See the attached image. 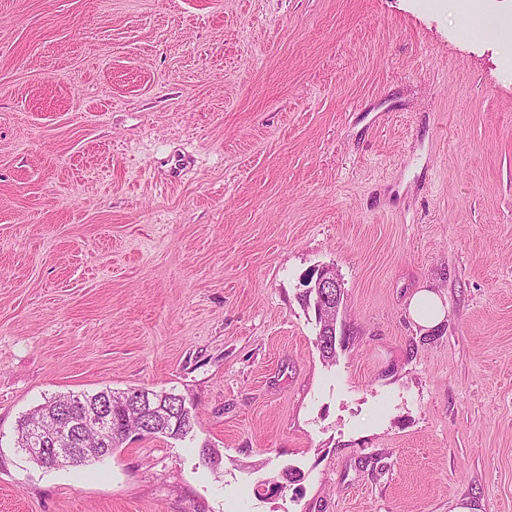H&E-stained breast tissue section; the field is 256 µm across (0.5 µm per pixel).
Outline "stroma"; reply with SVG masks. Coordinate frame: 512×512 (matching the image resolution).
Wrapping results in <instances>:
<instances>
[{
	"mask_svg": "<svg viewBox=\"0 0 512 512\" xmlns=\"http://www.w3.org/2000/svg\"><path fill=\"white\" fill-rule=\"evenodd\" d=\"M130 387L193 432L17 449ZM461 506L512 512V41L448 0H0V512ZM312 291L316 295V301L317 303L322 307V309L328 311L329 313H336V319H329L330 324L333 328L332 332L330 334H335L333 324L337 320V314L339 312L340 308V302L343 298L344 293V287L341 279L336 275V272L332 270V268L329 267H322L321 269H318L316 271V279L314 281V285L310 287ZM336 291V304L334 306L331 298L332 294H334ZM313 292L310 294H304L302 295V301L303 303L308 307L313 305L315 314H316V307L314 302V295ZM446 307L443 299L434 290L419 288L411 296L408 313L414 323L424 331L438 327L445 319Z\"/></svg>",
	"mask_w": 512,
	"mask_h": 512,
	"instance_id": "obj_1",
	"label": "stroma"
}]
</instances>
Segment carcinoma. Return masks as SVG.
Masks as SVG:
<instances>
[{
	"instance_id": "carcinoma-1",
	"label": "carcinoma",
	"mask_w": 512,
	"mask_h": 512,
	"mask_svg": "<svg viewBox=\"0 0 512 512\" xmlns=\"http://www.w3.org/2000/svg\"><path fill=\"white\" fill-rule=\"evenodd\" d=\"M100 400L112 401V433L101 447L117 449L123 446L133 433L142 435H162L173 440L186 438L193 430L195 419L188 411L171 417H164L149 409L142 410L138 397L130 396V391L116 392L109 389L96 393H81L53 396L37 409L19 421L16 432V445H23L28 426L39 420L55 415L60 410L79 413L83 404Z\"/></svg>"
}]
</instances>
